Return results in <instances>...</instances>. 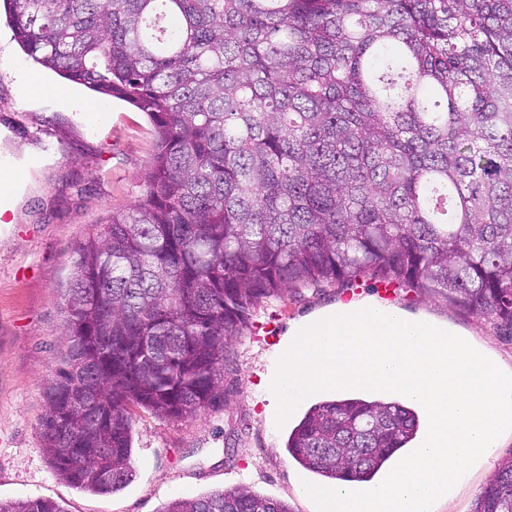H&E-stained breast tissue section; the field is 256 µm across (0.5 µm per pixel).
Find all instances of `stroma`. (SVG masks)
<instances>
[{"label":"stroma","instance_id":"35a3bbf8","mask_svg":"<svg viewBox=\"0 0 512 512\" xmlns=\"http://www.w3.org/2000/svg\"><path fill=\"white\" fill-rule=\"evenodd\" d=\"M62 84L13 40L0 9V172L24 173L0 214V501L51 499L65 512H160L167 503L235 486L278 500L290 512H316L298 484L320 483L288 453L292 422L272 426L261 397L270 355L289 327L341 301L373 297L368 278L309 289L257 307L230 348L224 404L189 421L140 413L132 427L131 481L99 495L59 479L42 451L44 384L66 351L60 290L85 232L130 207L144 190L155 133L142 112L113 99L102 120L88 106L99 94L70 84L72 106L33 99L21 71ZM392 304L469 333L512 367V335L442 296L397 288Z\"/></svg>","mask_w":512,"mask_h":512}]
</instances>
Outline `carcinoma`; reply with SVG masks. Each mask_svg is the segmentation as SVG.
<instances>
[{
	"label": "carcinoma",
	"mask_w": 512,
	"mask_h": 512,
	"mask_svg": "<svg viewBox=\"0 0 512 512\" xmlns=\"http://www.w3.org/2000/svg\"><path fill=\"white\" fill-rule=\"evenodd\" d=\"M3 2L38 64L157 137L144 193L74 251L39 423L59 479L121 489L134 410L223 405L251 312L306 288L389 281L512 331V0ZM418 429L399 402L327 400L286 448L369 482ZM159 512L289 510L235 487ZM473 512H512V456Z\"/></svg>",
	"instance_id": "obj_1"
}]
</instances>
